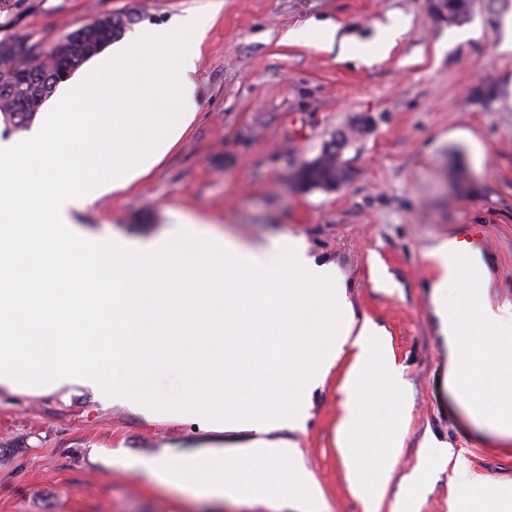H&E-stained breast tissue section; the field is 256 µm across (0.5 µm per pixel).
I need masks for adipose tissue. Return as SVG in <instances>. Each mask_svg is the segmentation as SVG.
Returning a JSON list of instances; mask_svg holds the SVG:
<instances>
[{"label": "adipose tissue", "mask_w": 512, "mask_h": 512, "mask_svg": "<svg viewBox=\"0 0 512 512\" xmlns=\"http://www.w3.org/2000/svg\"><path fill=\"white\" fill-rule=\"evenodd\" d=\"M212 20L190 13L110 44L59 84L29 130L0 140V388L81 384L149 421L249 432L229 452L129 466L204 498L325 512L278 433L303 428L310 394L347 354L336 445L353 493L377 512L406 413L401 375L386 338L355 325L333 264L291 235L243 245L182 223L142 243L88 235L74 220L135 189L184 137ZM429 254L442 269L448 391L469 421L512 440V303H491L490 275L466 243L442 239ZM452 512H512V487L462 479Z\"/></svg>", "instance_id": "obj_1"}]
</instances>
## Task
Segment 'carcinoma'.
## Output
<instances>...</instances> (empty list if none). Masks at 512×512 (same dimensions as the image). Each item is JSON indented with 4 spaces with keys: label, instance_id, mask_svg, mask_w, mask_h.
Returning <instances> with one entry per match:
<instances>
[{
    "label": "carcinoma",
    "instance_id": "obj_1",
    "mask_svg": "<svg viewBox=\"0 0 512 512\" xmlns=\"http://www.w3.org/2000/svg\"><path fill=\"white\" fill-rule=\"evenodd\" d=\"M40 6L38 0H0V117L12 131L28 128L30 121L50 98L57 85L82 63L121 36L127 17L107 15L66 34L49 48H36L24 69L11 65L15 47L30 42L22 20ZM471 0H440L441 19L457 24L468 17ZM347 141L326 145L317 158L299 170L307 188L329 180L346 181L348 171L340 161Z\"/></svg>",
    "mask_w": 512,
    "mask_h": 512
}]
</instances>
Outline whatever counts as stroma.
I'll use <instances>...</instances> for the list:
<instances>
[{"mask_svg": "<svg viewBox=\"0 0 512 512\" xmlns=\"http://www.w3.org/2000/svg\"><path fill=\"white\" fill-rule=\"evenodd\" d=\"M512 0H471L449 25L431 0H44L22 25L47 48L106 14L126 33L187 13H214L197 81L200 108L187 137L135 191L103 199L81 229L149 240L179 222L241 243L303 238L317 262L334 263L356 323L388 336L407 403L401 448L379 512H393L422 476L434 437L452 463L422 476L413 512H450L456 463L467 476L512 485V444L466 421L445 386L448 352L435 312L443 238L477 250L494 299L512 302V53L499 49ZM332 24L365 57L308 46L291 31ZM402 30L389 51L387 27ZM349 177L333 191L302 189L297 170L338 135ZM337 363L314 390L302 430L288 433L327 512H365L336 447L342 413ZM246 433H215L172 418L149 421L74 387L0 391V512H284L278 501H212L126 470L129 460Z\"/></svg>", "mask_w": 512, "mask_h": 512, "instance_id": "35a3bbf8", "label": "stroma"}]
</instances>
